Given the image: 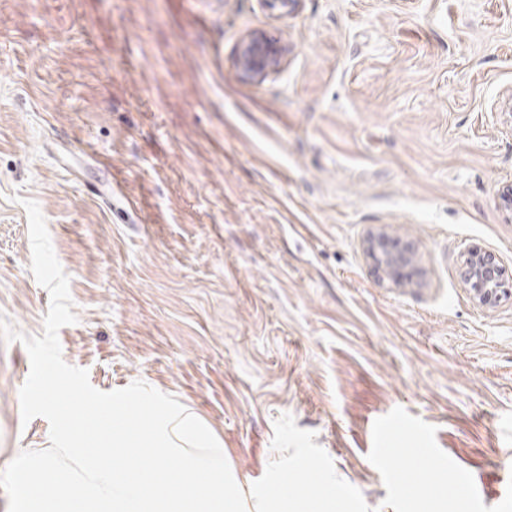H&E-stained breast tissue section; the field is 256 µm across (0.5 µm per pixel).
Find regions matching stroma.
<instances>
[{
	"label": "stroma",
	"mask_w": 512,
	"mask_h": 512,
	"mask_svg": "<svg viewBox=\"0 0 512 512\" xmlns=\"http://www.w3.org/2000/svg\"><path fill=\"white\" fill-rule=\"evenodd\" d=\"M253 31L288 47L261 82L236 61ZM511 97L512 0H0V313L43 333L30 198L70 278L62 356L96 389L174 396L246 476L287 413L372 512H419L421 482L443 512H512V295L459 277L473 246L512 275ZM380 226L424 287L370 267ZM29 371L0 340V472L50 445ZM363 251L375 272L394 288H421L424 274L419 265L416 245L389 233L384 227L369 230L363 239Z\"/></svg>",
	"instance_id": "obj_1"
}]
</instances>
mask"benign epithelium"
I'll return each mask as SVG.
<instances>
[{
  "label": "benign epithelium",
  "instance_id": "1",
  "mask_svg": "<svg viewBox=\"0 0 512 512\" xmlns=\"http://www.w3.org/2000/svg\"><path fill=\"white\" fill-rule=\"evenodd\" d=\"M286 53L281 42L263 32H251L238 45L237 64L246 78L259 82L281 68ZM363 251L373 270L392 287L424 286L417 247L412 241L377 227L366 233ZM459 272L464 287L481 306L496 304L512 288V278L506 275L496 256L478 247L461 255Z\"/></svg>",
  "mask_w": 512,
  "mask_h": 512
}]
</instances>
